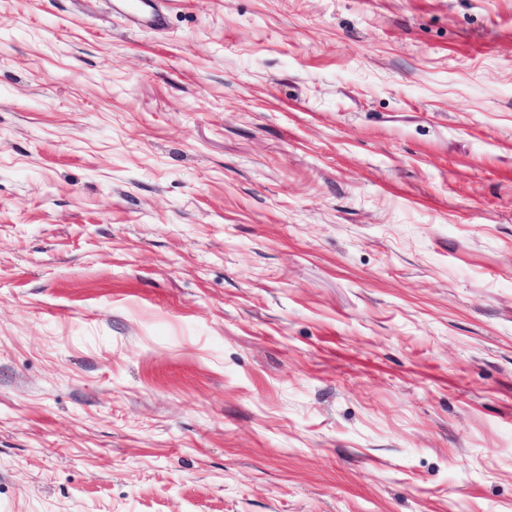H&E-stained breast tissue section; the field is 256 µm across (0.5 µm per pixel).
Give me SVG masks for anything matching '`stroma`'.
Listing matches in <instances>:
<instances>
[{"label":"stroma","instance_id":"stroma-1","mask_svg":"<svg viewBox=\"0 0 512 512\" xmlns=\"http://www.w3.org/2000/svg\"><path fill=\"white\" fill-rule=\"evenodd\" d=\"M0 0V512H512V0ZM143 0H113L112 11L126 18L138 28L160 29L166 23V17L160 10L147 11Z\"/></svg>","mask_w":512,"mask_h":512}]
</instances>
